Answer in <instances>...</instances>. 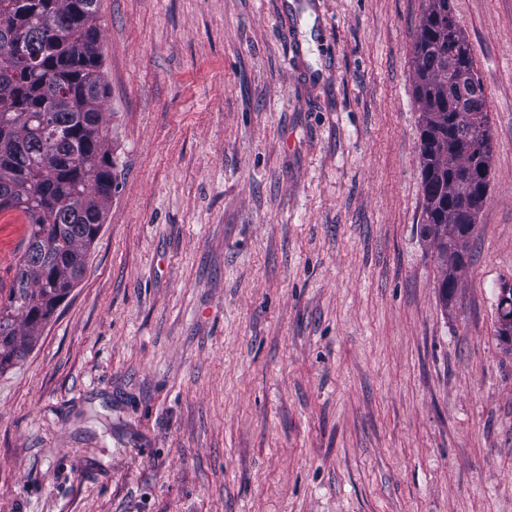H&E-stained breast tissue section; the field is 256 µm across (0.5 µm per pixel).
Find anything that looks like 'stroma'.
Masks as SVG:
<instances>
[{
	"label": "stroma",
	"mask_w": 512,
	"mask_h": 512,
	"mask_svg": "<svg viewBox=\"0 0 512 512\" xmlns=\"http://www.w3.org/2000/svg\"><path fill=\"white\" fill-rule=\"evenodd\" d=\"M97 6L112 199L0 372V512H512V0H453L493 155L446 305L423 0ZM508 283H503L501 286H500V294H499V300H498V304H497V317H498V324H500V327L498 329V336L500 338V340L504 343H507L506 340H505V333L507 331V327L511 325V322H508L506 320V318L508 316L512 317V287L510 288H505V286H507ZM503 288L507 291H509L510 289V293L508 295V297H506L503 293ZM506 338H508L510 340L511 338V341H512V335L511 336H506Z\"/></svg>",
	"instance_id": "stroma-1"
}]
</instances>
